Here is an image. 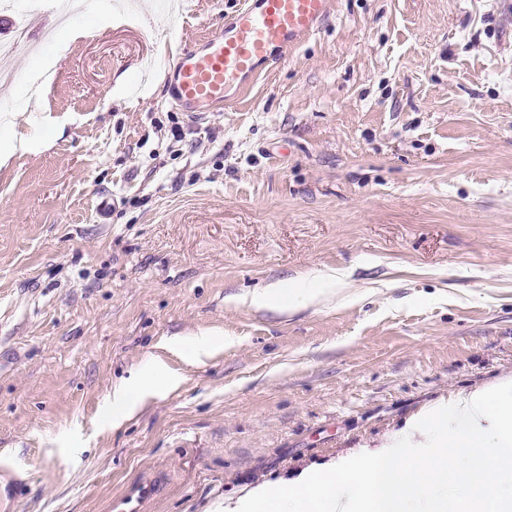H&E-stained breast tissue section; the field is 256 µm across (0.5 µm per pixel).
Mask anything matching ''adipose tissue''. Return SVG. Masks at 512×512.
<instances>
[{
  "label": "adipose tissue",
  "mask_w": 512,
  "mask_h": 512,
  "mask_svg": "<svg viewBox=\"0 0 512 512\" xmlns=\"http://www.w3.org/2000/svg\"><path fill=\"white\" fill-rule=\"evenodd\" d=\"M336 280L332 277L314 278L311 285L303 288L283 286L271 292L253 297L251 303L256 307H274L289 312L299 306H307L332 296ZM176 378L162 375L157 361H149L129 380L118 383L112 390V425L120 427L134 415L147 399L173 390Z\"/></svg>",
  "instance_id": "1"
}]
</instances>
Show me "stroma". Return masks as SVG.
Wrapping results in <instances>:
<instances>
[{"instance_id":"obj_1","label":"stroma","mask_w":512,"mask_h":512,"mask_svg":"<svg viewBox=\"0 0 512 512\" xmlns=\"http://www.w3.org/2000/svg\"><path fill=\"white\" fill-rule=\"evenodd\" d=\"M157 2L90 0L19 46L5 90L0 150L31 142L0 166V457L22 512H103L147 469L168 475L155 512H212L512 376V0H337L198 119L172 66L241 0ZM331 271L324 305L245 303ZM152 356L179 387L111 428L113 385Z\"/></svg>"}]
</instances>
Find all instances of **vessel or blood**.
Here are the masks:
<instances>
[{"mask_svg":"<svg viewBox=\"0 0 512 512\" xmlns=\"http://www.w3.org/2000/svg\"><path fill=\"white\" fill-rule=\"evenodd\" d=\"M333 7L334 0H244L223 29L179 55L171 74L175 101L192 113L244 95L270 62L315 35ZM166 488L163 470L143 473L112 498L107 512H151ZM24 491L17 466L0 457V512H15Z\"/></svg>","mask_w":512,"mask_h":512,"instance_id":"1","label":"vessel or blood"}]
</instances>
